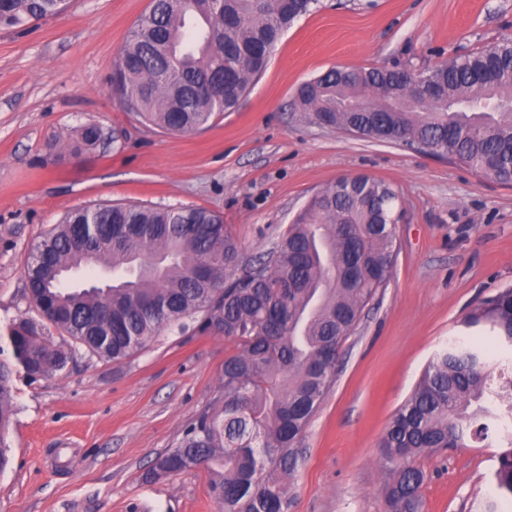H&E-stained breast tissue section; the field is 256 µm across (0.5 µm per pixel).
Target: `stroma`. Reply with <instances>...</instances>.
I'll use <instances>...</instances> for the list:
<instances>
[{"label": "stroma", "instance_id": "35a3bbf8", "mask_svg": "<svg viewBox=\"0 0 512 512\" xmlns=\"http://www.w3.org/2000/svg\"><path fill=\"white\" fill-rule=\"evenodd\" d=\"M152 0H67L62 14L0 26V348L35 311L29 255L77 207L208 209L240 248L230 277L267 252L307 202L344 176L398 195L387 283L343 341L336 381L300 443L288 512H386L380 440L462 321L512 287V184L391 141L320 126L298 87L330 69H434L512 39V0H320L283 34L237 107L205 131L169 133L109 90L122 48ZM95 124L102 137L82 139ZM234 343L163 332L115 363L77 349L65 369L13 376L11 463L0 512H218L200 471L145 481L215 395ZM499 445L467 440L417 459L421 512H482Z\"/></svg>", "mask_w": 512, "mask_h": 512}]
</instances>
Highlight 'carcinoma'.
Segmentation results:
<instances>
[{"label": "carcinoma", "mask_w": 512, "mask_h": 512, "mask_svg": "<svg viewBox=\"0 0 512 512\" xmlns=\"http://www.w3.org/2000/svg\"><path fill=\"white\" fill-rule=\"evenodd\" d=\"M316 0H152L112 74L120 104L166 131L197 133L237 106L264 71L283 32ZM66 0H0V25L53 16ZM429 92L414 103L403 69H331L303 84L296 110L331 128L447 156L512 182V40L457 55L426 72ZM495 106L472 112L467 104ZM404 106V111L395 108ZM396 196L366 175L318 192L267 258L228 281L237 242L223 219L200 207L96 204L65 214L34 247L27 289L41 322L8 330L0 361V472L14 409L13 365L31 378L62 371L72 349L121 361L167 328L222 336L238 351L224 360L220 385L176 448L146 473L150 480L202 469L220 512H288L290 480L312 417L333 387L323 359L357 327L385 287L396 253ZM109 269L112 288H72L65 270ZM53 326L72 344L42 336ZM467 328L489 327L488 341L442 349L399 408L381 442L389 472L387 512H419L422 454L487 441L508 417L512 387L500 381L512 355V288L483 300ZM499 491L512 495V439L499 456Z\"/></svg>", "instance_id": "1"}]
</instances>
